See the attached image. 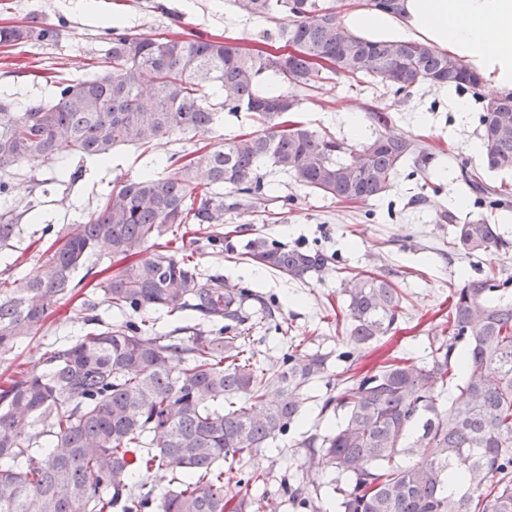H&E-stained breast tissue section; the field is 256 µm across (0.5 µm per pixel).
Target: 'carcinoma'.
<instances>
[{
    "mask_svg": "<svg viewBox=\"0 0 512 512\" xmlns=\"http://www.w3.org/2000/svg\"><path fill=\"white\" fill-rule=\"evenodd\" d=\"M249 18L279 13L286 23L266 40L290 51L244 46L198 35L156 38L115 26L96 69L60 80L49 99L22 112L0 96V194L8 173L27 162L51 167L68 157H106L119 145L147 150L157 140L210 127L219 113L248 112L257 129L178 159L169 175L146 173L115 183L98 211L56 235L47 260L14 288H0V355L39 330L63 298L81 286L77 269L107 246L121 265L105 279L104 302L122 317L52 347L0 389V512H264L270 471L249 467L270 441L306 413V388L328 376L329 353L288 347L269 366L255 360L246 326L276 323L277 307L249 285L202 276L190 256L159 249L181 224L224 223L268 201L261 164L300 186L345 203L385 195L410 161L428 171L445 151L392 131L385 108L368 118L371 139L357 144L288 119L299 92L333 79H364L405 98L423 85L469 90L482 105L487 169L512 171V92L485 96L481 77L424 42L373 40L351 31L325 0H230ZM59 33L0 27V43L49 41ZM280 78L262 92L259 82ZM215 84L220 100L205 99ZM482 212L453 226L452 250L507 255L512 243L490 218L512 211V186L492 185L460 168ZM21 214L0 215V248ZM218 253L267 267L291 280L319 275L334 258L321 249L290 248L254 233L242 246L216 232ZM153 252H148V249ZM346 330L359 349L388 335L403 311L384 274L344 279ZM148 309L195 314L205 327L188 337L156 332ZM429 363L396 358L373 372L339 381L319 415L333 413L325 433L302 440L308 464L334 474L336 512H512V278L490 269L452 292L448 336ZM186 362L181 368L172 359ZM458 395L443 392L458 365ZM240 464L224 476V462ZM144 474L161 487L136 485ZM239 491L229 496V484ZM287 502L308 512L331 505L304 478L284 484Z\"/></svg>",
    "mask_w": 512,
    "mask_h": 512,
    "instance_id": "carcinoma-1",
    "label": "carcinoma"
}]
</instances>
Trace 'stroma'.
<instances>
[{
  "label": "stroma",
  "mask_w": 512,
  "mask_h": 512,
  "mask_svg": "<svg viewBox=\"0 0 512 512\" xmlns=\"http://www.w3.org/2000/svg\"><path fill=\"white\" fill-rule=\"evenodd\" d=\"M119 18L129 31L154 37L228 36L245 45L262 41L266 32L276 30L283 17L250 19L238 13L227 0H0V26L35 21L55 27L60 37L54 42H36L24 46H0V93L13 95L20 103L49 98L52 83L57 79H80L91 75L98 51L106 45L111 32L103 20ZM467 121H459L450 112L440 88L422 86L411 99L395 102L384 88L337 77L330 82L301 92V103L295 120L308 127L326 129L341 138H348L344 113L354 109L364 137H371L373 128L367 114L377 107L390 108L395 114L397 132L425 141L436 147L448 148L442 165L429 176L410 177L399 174L392 189L367 205L358 207L342 203L307 189L290 176L271 166L262 173L275 195L262 213L231 216L221 225V232L237 230L238 243H245V227L260 230L265 236L288 246L319 247L333 254L338 264L328 267L318 277L306 282L291 281L273 271L253 266L242 260L214 253L207 243L208 229L184 237L175 229L170 237L174 245L193 250L200 271L223 276L234 284L244 280L274 300L278 306L279 327L264 331L252 329L250 336L260 361L269 363L279 357L289 345L303 349L316 348L341 353L351 348L343 326L337 325L335 308L342 304L339 268L353 273L363 271L389 272L406 298L405 314L396 331L383 337L359 354V368H371L382 363L394 352L429 359L430 342L442 338L448 328V294L451 284H463L466 279L479 278L482 269L502 268L504 276L512 277V254L491 252L466 257L449 252L448 240L452 227L436 221L438 212L447 209L449 195L462 199L458 216L478 213L473 192L460 177L461 165L482 169L483 160L475 156L469 144L481 132V106L473 102L471 92ZM419 103L426 111V122H419L411 112V103ZM247 113L222 114L215 125L194 136H171L160 139L149 151L132 146L113 149L107 162L94 158H67L55 167L34 168L28 163L15 165L9 176L12 190L0 196V214H19V231L11 247L0 249V278L21 280L47 259L51 235L46 225L66 231L80 224L97 211L101 198L114 182L139 176L144 172L166 175L168 159L174 154L196 150L219 138L230 139L251 130ZM39 187H32V180ZM442 184L443 191L429 195L420 208L409 206L412 195L420 192L424 181ZM288 195L294 203L280 208L277 197ZM34 203L40 220L24 218L27 203ZM109 263L106 251H99L89 264L94 272L85 278L84 288L74 298L57 304L46 324L32 336L20 339L8 355L0 356V382L22 364H31L53 345L72 342L85 329L88 315L86 301L96 302L97 312L104 320L113 315L102 304L101 274ZM347 362L335 361L331 377L310 385L309 417L291 428L288 434L271 442L254 460L255 466L271 468L273 482L268 485V497L273 500V512H294L282 503L277 479L306 472L310 485L321 494L330 495L328 472L309 467L305 449L298 443L305 433L326 429L329 421L319 415L325 398L335 395V384L346 376Z\"/></svg>",
  "instance_id": "obj_1"
}]
</instances>
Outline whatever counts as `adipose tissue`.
I'll return each instance as SVG.
<instances>
[{"instance_id": "adipose-tissue-1", "label": "adipose tissue", "mask_w": 512, "mask_h": 512, "mask_svg": "<svg viewBox=\"0 0 512 512\" xmlns=\"http://www.w3.org/2000/svg\"><path fill=\"white\" fill-rule=\"evenodd\" d=\"M399 13L349 11L352 29L420 40L461 59L494 91L512 90V0H400Z\"/></svg>"}]
</instances>
